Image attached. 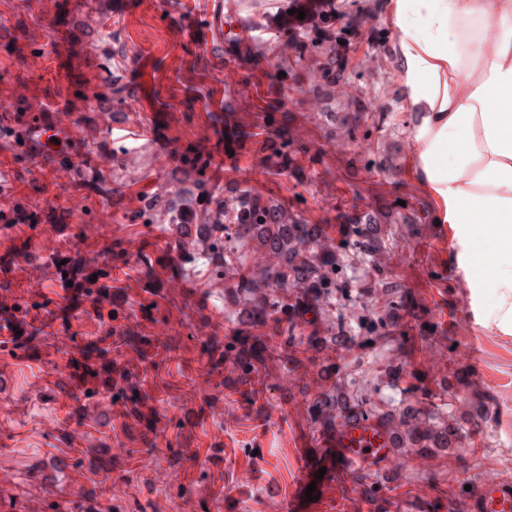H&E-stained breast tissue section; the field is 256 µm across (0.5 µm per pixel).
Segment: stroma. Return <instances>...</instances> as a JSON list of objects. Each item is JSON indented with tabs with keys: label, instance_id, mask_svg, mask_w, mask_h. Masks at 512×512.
Wrapping results in <instances>:
<instances>
[{
	"label": "stroma",
	"instance_id": "stroma-1",
	"mask_svg": "<svg viewBox=\"0 0 512 512\" xmlns=\"http://www.w3.org/2000/svg\"><path fill=\"white\" fill-rule=\"evenodd\" d=\"M387 2L360 0V10L339 15L331 44L343 74L360 73V88L375 94L364 118L381 128L361 148L328 135L305 95L322 60L291 48L271 57L236 33L237 23L273 15L272 0H0V123L67 104L95 148L108 140L97 126L104 109L124 132L147 127L175 154L218 159L225 127L246 130L231 157L242 188L323 225L329 252L364 211L404 206L421 217L388 225L373 262L347 259L357 282L375 264L402 283L406 313L394 336L332 351L315 341L327 326L320 317L289 346L271 325L236 321L199 245L140 222L146 198L176 188L173 167L125 151L99 176L75 166L62 181L1 141L11 195L36 221L0 226V320L16 319L20 331L0 344L9 363L0 375V512H181L188 498L194 512H270L275 501L286 512H415L418 503L471 512L487 461L512 482V331L496 324L492 283L471 312L444 205L416 177L407 131L417 114L397 93ZM88 10L99 25H85ZM90 42L100 50L94 61L81 52ZM280 67L296 71L281 88L271 79ZM91 85L107 94L105 106L87 95ZM276 133L296 151L295 169L281 174L262 163ZM369 154L384 168L367 167ZM88 222L102 235H81ZM127 237L139 239L137 252H127ZM29 238L37 251L26 255ZM52 253L98 272L90 292L65 289L62 270L44 261ZM96 291L112 299L115 336L91 309ZM108 360L123 375L116 397L103 386ZM388 365L404 381L386 378ZM351 381L375 391L382 410L413 382L418 426L460 427L458 447L400 449L399 468L339 463L338 418L313 417L308 403ZM107 462L110 494L99 473ZM246 468L256 474L249 487L237 481Z\"/></svg>",
	"mask_w": 512,
	"mask_h": 512
}]
</instances>
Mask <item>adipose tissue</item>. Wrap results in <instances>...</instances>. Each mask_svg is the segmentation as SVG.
Segmentation results:
<instances>
[{"label": "adipose tissue", "instance_id": "obj_1", "mask_svg": "<svg viewBox=\"0 0 512 512\" xmlns=\"http://www.w3.org/2000/svg\"><path fill=\"white\" fill-rule=\"evenodd\" d=\"M399 80L418 118L409 130L416 175L445 203L459 244L458 269L474 287L493 278L498 317L512 327V0H389ZM481 234L493 260L470 269L468 247Z\"/></svg>", "mask_w": 512, "mask_h": 512}]
</instances>
